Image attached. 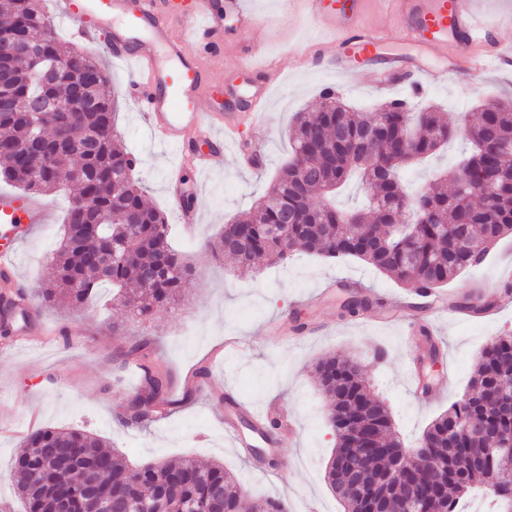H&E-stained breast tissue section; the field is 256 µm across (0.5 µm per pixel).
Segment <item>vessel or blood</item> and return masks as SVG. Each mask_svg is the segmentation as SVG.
Returning <instances> with one entry per match:
<instances>
[{
  "mask_svg": "<svg viewBox=\"0 0 512 512\" xmlns=\"http://www.w3.org/2000/svg\"><path fill=\"white\" fill-rule=\"evenodd\" d=\"M309 17L336 45L333 73L343 84L356 82L360 72L356 59L377 58L386 42L385 27L369 21L374 0H303ZM390 6L402 35L425 52L444 53L469 60L477 72L512 67V50L495 51L498 23L494 16H480L475 0H383ZM214 0H62V10L74 35L95 44L105 43L114 59L136 69L129 82V100L143 113L152 137L175 149L182 160L191 161L197 172L209 171L221 162L229 143L237 142L242 120L254 119L256 108L268 101L276 73L254 68V80L246 87L224 86L213 79L222 61L226 42L236 32L255 28L262 18L250 0H224L223 13H215ZM235 25H224L225 16ZM386 80L376 88L385 93L399 88L403 80L443 83L448 74L412 66L398 57L386 60ZM232 99L236 111L219 121L201 109L208 99ZM168 187L186 232L200 224L198 209L178 173H171ZM49 206L36 195L0 190V279L14 282V257L24 233L50 223ZM440 297L425 294L403 296L398 310L443 306ZM224 428L234 447L252 448L270 442L263 418L237 396L227 395Z\"/></svg>",
  "mask_w": 512,
  "mask_h": 512,
  "instance_id": "vessel-or-blood-1",
  "label": "vessel or blood"
}]
</instances>
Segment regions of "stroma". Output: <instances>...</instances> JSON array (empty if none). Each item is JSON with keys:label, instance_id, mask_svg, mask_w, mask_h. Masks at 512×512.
Wrapping results in <instances>:
<instances>
[{"label": "stroma", "instance_id": "35a3bbf8", "mask_svg": "<svg viewBox=\"0 0 512 512\" xmlns=\"http://www.w3.org/2000/svg\"><path fill=\"white\" fill-rule=\"evenodd\" d=\"M267 21L253 32L238 34L224 48V68L240 80L249 64L265 65L278 75L261 116L245 131L246 140L265 143L262 168L254 170L225 159L221 168L200 175L186 171L196 186L201 222L195 237H186L168 198L166 176L180 163L174 150L156 146L143 119L124 95L133 76L130 65L114 61L103 46L90 52L104 66L109 94L118 96L117 133L138 158L135 176L148 188L147 201L162 209L171 243L185 252L197 269L186 284L183 302L158 309L150 319L127 317L123 308L108 307L107 293L69 310L44 306L39 289L52 268L47 255L61 240L62 218L73 190L47 194L55 219L22 241L15 273L26 283L31 307L29 336L0 338V500L17 502L14 459L23 438L45 428H78L108 441L128 463H160L184 456L201 463H223L238 475L248 495L276 497L287 512H342L324 478L335 446L328 423L329 404L314 378V367L336 353L356 361L372 395L392 412L395 432L404 444H415L428 424L468 390L479 353L487 341L512 331V237L501 239L486 260L465 270L442 287L457 303L483 295L500 303L497 314L464 320L437 317L429 327L440 340V354L429 359L422 337L406 343L402 324L392 322L394 298L404 293L396 279L350 258L326 260L300 252L288 262L270 265L259 260L255 270L239 274L232 259L216 260L202 246L227 221L245 214L267 191L279 169L291 158L289 130L297 113L323 102L324 88L334 77L331 52L311 37L310 21L299 10H285L279 0H259ZM389 37L384 52L408 61L426 58L447 67V83L404 90L406 102L442 113L450 126L475 121L483 102L512 101V72L476 73L453 57L423 55L405 41L393 20H386ZM466 144L455 139L427 162L402 172L410 191L427 186L434 175L447 173ZM361 276L373 292V302L361 315L345 304L353 292H328L331 277ZM120 330H113V323ZM240 339L245 348L225 355L226 341ZM148 341L151 358L170 372V399L175 408L143 426L121 427L124 414L140 384L139 355L132 346ZM211 369V389L189 392L185 378L199 365ZM428 385L447 378L445 391L426 401L412 394L410 370ZM264 416L285 412L297 423L293 441L260 445L245 457L224 432L226 390ZM279 474L266 476L268 467Z\"/></svg>", "mask_w": 512, "mask_h": 512}]
</instances>
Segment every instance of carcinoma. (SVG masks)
I'll return each mask as SVG.
<instances>
[{
  "label": "carcinoma",
  "instance_id": "cac0c4a2",
  "mask_svg": "<svg viewBox=\"0 0 512 512\" xmlns=\"http://www.w3.org/2000/svg\"><path fill=\"white\" fill-rule=\"evenodd\" d=\"M13 27L32 39V45L14 57L11 79L0 87V94L15 104L13 110L0 111V140L20 148L18 153L0 150V179L23 192L44 194L68 183L76 191L62 241L50 256L54 278L43 288L42 302L83 305L98 288L110 286L117 305L136 318L148 319L154 309L177 304L194 267L171 246L164 213L147 202L146 188L133 179L137 158L114 132V102L104 92L101 65L86 58V71L79 78L85 95L99 102L96 109L77 118L67 112H31V104L40 99L72 94L67 58L80 50L55 37L41 0H0V28ZM34 56L44 59L50 72L34 67ZM406 106L399 100L387 103V125L364 143L362 133L373 113L353 112L336 95L324 94L318 111L298 113L291 160L266 194L244 219L224 224L204 248L215 259H237L242 274L257 257L280 263L294 251L354 257L395 277L408 290L424 293L438 291L480 264L494 244L512 234V160L501 161L492 151L495 141L512 143V109L497 103L483 107L477 123L464 128L472 150L447 177L450 186L436 185L411 197L402 184V170L434 154L456 130L432 109L413 112L412 121H405V113L395 108ZM43 145L52 149L47 159L23 157ZM479 169L496 181L497 202L490 207L474 203L465 183L466 171ZM353 174L360 178L367 203L345 212L332 204L334 191L327 185L334 181L339 189ZM405 199L426 213L427 221L400 236L392 227ZM460 224L469 228L463 246L454 239ZM142 368L141 387L121 420L126 426L150 422L170 405L167 371L152 361ZM316 372L331 399L329 421L336 440L326 479L344 512H359L360 505L336 483V459L363 436L380 448L364 464L384 472L390 453L403 442L387 407L371 396L354 363L332 355L318 361ZM509 373L511 331L491 338L481 351L469 384L471 395L452 403L424 430L418 445L433 464L445 467L448 485L426 502V512H457L474 492L488 496L492 512H512V496H489L485 490L512 476V453H498L484 468L474 469L470 456L486 447L489 436L469 432L471 423L479 422L493 433H512L511 402L491 411L482 405L486 388ZM21 447L37 449L16 461L26 512H97L86 480L91 468L107 492L146 501L159 512H184L189 504L201 512H286L280 500L244 498L239 479L218 462L204 466L181 458L131 468L101 439L84 430L56 427L36 431Z\"/></svg>",
  "mask_w": 512,
  "mask_h": 512
}]
</instances>
